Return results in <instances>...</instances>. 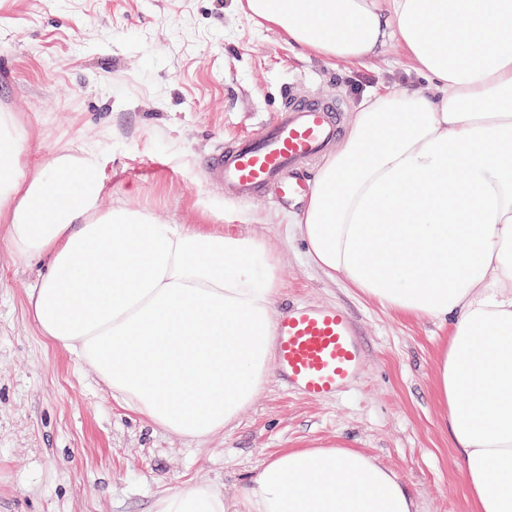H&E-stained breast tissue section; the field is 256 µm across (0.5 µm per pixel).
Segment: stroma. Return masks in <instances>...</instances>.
I'll use <instances>...</instances> for the list:
<instances>
[{"label": "stroma", "instance_id": "obj_1", "mask_svg": "<svg viewBox=\"0 0 512 512\" xmlns=\"http://www.w3.org/2000/svg\"><path fill=\"white\" fill-rule=\"evenodd\" d=\"M427 89L398 42L366 61L310 53L246 0H0V111L26 132V170L93 146L102 209L259 236L279 257L277 310L340 305L365 358L351 385L314 402L277 374L238 420L189 440L151 425L33 323L41 263L14 259L0 228V512H156L209 484L236 499L264 462L352 448L391 469L418 512H472L463 460L435 391L448 326L382 307L327 278L293 235L289 203L225 200L201 158L272 122L286 93L342 95L344 121L369 93Z\"/></svg>", "mask_w": 512, "mask_h": 512}]
</instances>
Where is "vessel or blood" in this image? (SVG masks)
Segmentation results:
<instances>
[{
    "label": "vessel or blood",
    "instance_id": "1",
    "mask_svg": "<svg viewBox=\"0 0 512 512\" xmlns=\"http://www.w3.org/2000/svg\"><path fill=\"white\" fill-rule=\"evenodd\" d=\"M344 110L339 95L286 96L276 120L260 134L210 153L206 173L225 196L240 202L307 196L311 185L299 171L344 134ZM275 339L281 379L312 401L336 396L363 362L357 323L340 307L303 304L283 313Z\"/></svg>",
    "mask_w": 512,
    "mask_h": 512
}]
</instances>
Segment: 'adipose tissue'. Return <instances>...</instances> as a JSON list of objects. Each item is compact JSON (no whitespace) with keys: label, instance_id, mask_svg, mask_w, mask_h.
I'll use <instances>...</instances> for the list:
<instances>
[{"label":"adipose tissue","instance_id":"ef3b65f1","mask_svg":"<svg viewBox=\"0 0 512 512\" xmlns=\"http://www.w3.org/2000/svg\"><path fill=\"white\" fill-rule=\"evenodd\" d=\"M319 56L406 50L427 91L358 106L294 218L313 264L400 313L451 322L437 367L473 512H512V0H246ZM0 113V223L11 253L46 260L28 295L41 333L151 424L199 440L234 423L274 353L280 267L267 240L101 210L92 148L32 174ZM158 512H415L374 457L279 454L234 502L204 484Z\"/></svg>","mask_w":512,"mask_h":512}]
</instances>
